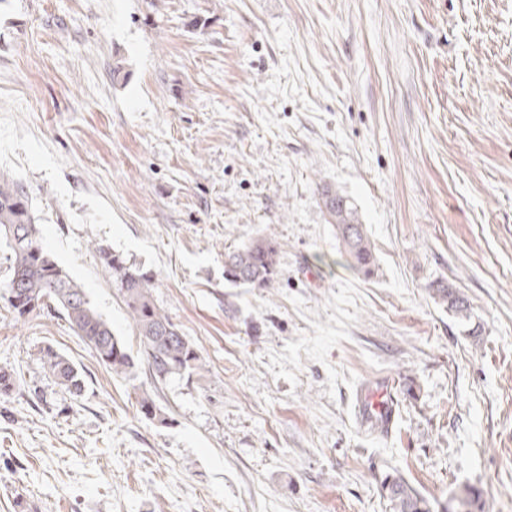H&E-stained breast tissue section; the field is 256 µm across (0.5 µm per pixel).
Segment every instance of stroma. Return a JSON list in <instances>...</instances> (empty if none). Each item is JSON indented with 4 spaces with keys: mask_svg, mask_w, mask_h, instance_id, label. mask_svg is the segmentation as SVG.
<instances>
[{
    "mask_svg": "<svg viewBox=\"0 0 512 512\" xmlns=\"http://www.w3.org/2000/svg\"><path fill=\"white\" fill-rule=\"evenodd\" d=\"M0 173L131 353L97 242L206 365L116 376L60 311L0 299V512H392L396 472L434 512L465 485L512 512V0H0ZM325 184L373 276L345 266ZM260 235L270 286L225 281ZM386 376L388 435L356 408ZM321 197L330 223L336 227L341 257L351 269L370 276L375 270L373 246L355 206L348 196L332 186H323ZM433 299L436 303L445 306L449 313H452L460 320L470 318L469 303L467 299L456 288L448 283L439 282L436 288H432ZM40 361L43 368L51 374L60 385L70 393L80 395L84 388L83 378L78 369L63 355L50 347L40 350Z\"/></svg>",
    "mask_w": 512,
    "mask_h": 512,
    "instance_id": "stroma-1",
    "label": "stroma"
}]
</instances>
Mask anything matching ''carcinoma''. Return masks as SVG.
I'll return each instance as SVG.
<instances>
[{
	"instance_id": "1",
	"label": "carcinoma",
	"mask_w": 512,
	"mask_h": 512,
	"mask_svg": "<svg viewBox=\"0 0 512 512\" xmlns=\"http://www.w3.org/2000/svg\"><path fill=\"white\" fill-rule=\"evenodd\" d=\"M321 197L330 223L336 227L340 254L347 265L369 276L375 270V257L365 225L348 196L324 186ZM0 240L5 241L7 276L0 285L5 299L18 318H27L37 310L54 303L60 308L70 327L94 350L99 362L116 375H128L135 368V359L125 344L112 333L103 316L91 305L85 292L44 251L38 239L35 216L23 187L0 177ZM100 263L112 272L118 291L131 316L140 349L157 380L174 373L192 374L202 369L194 345L183 336L170 317L154 303L153 276L127 264L122 254L102 244H94ZM279 245L271 237L258 236L224 259V280L235 285L265 288L278 272ZM36 305L23 309L11 299L13 286ZM435 302L460 320L470 318L469 303L457 289L440 282L432 289ZM43 368L70 393L80 395L84 388L78 369L63 355L51 348L40 350ZM17 388V379L6 369L0 370V398L10 397ZM140 412L153 419L162 417L153 397L144 391L138 401ZM383 489L393 512H432L430 504L406 479L393 476L385 480ZM480 493L465 486L448 500L445 512H478Z\"/></svg>"
}]
</instances>
